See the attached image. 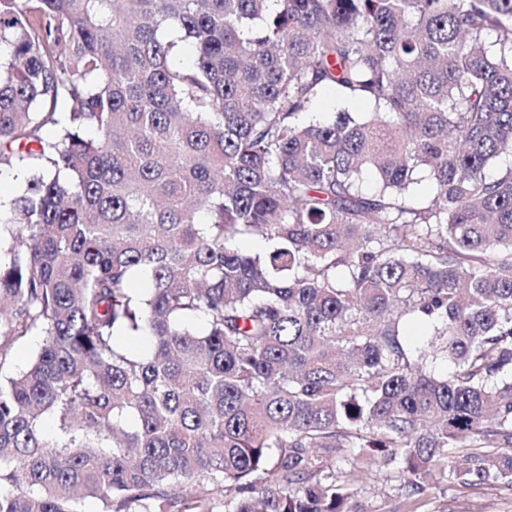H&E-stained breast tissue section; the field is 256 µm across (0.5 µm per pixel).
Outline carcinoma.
<instances>
[{
	"label": "carcinoma",
	"mask_w": 512,
	"mask_h": 512,
	"mask_svg": "<svg viewBox=\"0 0 512 512\" xmlns=\"http://www.w3.org/2000/svg\"><path fill=\"white\" fill-rule=\"evenodd\" d=\"M325 88L370 112L305 124ZM507 153L512 0H0V363L43 337L0 512H364L359 463L512 489Z\"/></svg>",
	"instance_id": "carcinoma-1"
}]
</instances>
